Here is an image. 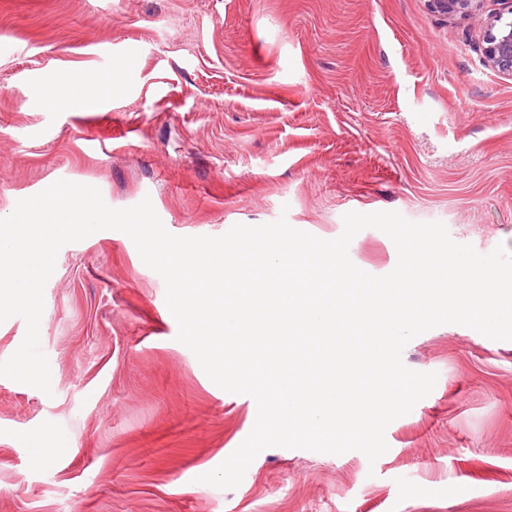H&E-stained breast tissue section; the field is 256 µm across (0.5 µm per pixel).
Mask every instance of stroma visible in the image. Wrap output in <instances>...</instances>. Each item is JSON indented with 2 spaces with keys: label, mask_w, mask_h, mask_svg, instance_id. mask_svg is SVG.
Segmentation results:
<instances>
[{
  "label": "stroma",
  "mask_w": 512,
  "mask_h": 512,
  "mask_svg": "<svg viewBox=\"0 0 512 512\" xmlns=\"http://www.w3.org/2000/svg\"><path fill=\"white\" fill-rule=\"evenodd\" d=\"M484 46L481 21L427 0H0V218L66 180L117 209L150 199L176 236L283 217L331 240L346 213L396 211L481 254L512 248V78ZM121 63L91 111L36 94ZM349 257L383 276L398 253L366 228ZM165 292L123 232L58 251L51 390L0 377V512H512V341L417 335L403 362L437 382L376 462L271 447L220 489L199 477L257 406L177 341Z\"/></svg>",
  "instance_id": "1"
}]
</instances>
